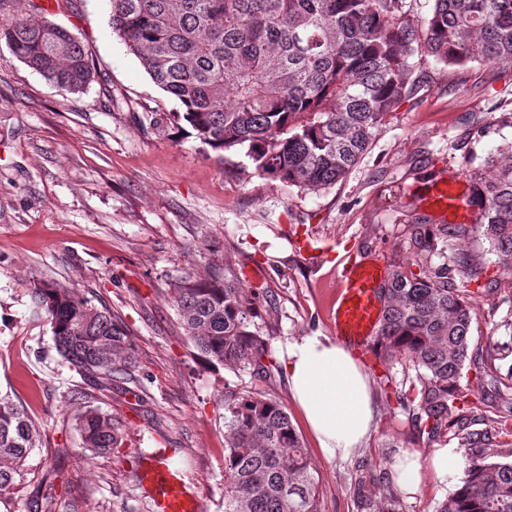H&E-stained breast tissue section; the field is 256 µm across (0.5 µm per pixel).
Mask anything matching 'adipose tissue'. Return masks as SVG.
I'll return each instance as SVG.
<instances>
[{"label":"adipose tissue","mask_w":512,"mask_h":512,"mask_svg":"<svg viewBox=\"0 0 512 512\" xmlns=\"http://www.w3.org/2000/svg\"><path fill=\"white\" fill-rule=\"evenodd\" d=\"M285 373L290 391L320 447L331 457L350 456L367 435L373 409L367 378L349 343L309 336L288 347ZM460 457L445 447L429 460L412 453L399 458V483L417 489L424 471L445 476Z\"/></svg>","instance_id":"obj_1"}]
</instances>
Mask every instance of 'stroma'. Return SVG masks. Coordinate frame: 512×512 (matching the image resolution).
<instances>
[{
  "label": "stroma",
  "instance_id": "35a3bbf8",
  "mask_svg": "<svg viewBox=\"0 0 512 512\" xmlns=\"http://www.w3.org/2000/svg\"><path fill=\"white\" fill-rule=\"evenodd\" d=\"M47 18L88 47L99 79L83 94L52 86L0 41V392L21 403L41 443L0 512H154L140 480L148 457L178 468L202 512H224V390H248L285 406L319 480L321 512H357L359 485L375 505L438 512L464 475L424 473L416 492L388 478L407 452L429 458L458 439H433L414 420L412 365L361 347L375 419L348 459L329 457L286 383L289 343L334 337L328 298L334 252L347 249L387 269L411 267L408 224L456 223L425 201L442 175L490 173L494 145L512 140V67L445 66L412 58L415 86L377 131L367 154L332 188L316 193L251 173L244 150L217 152L153 121L180 111L112 31L109 0H53ZM476 258L482 282L450 275L472 308L470 349L457 407L471 429L512 448V277L501 275L484 238L454 241ZM233 268L258 308L271 375L210 364L185 335L172 302L175 281L206 261ZM67 283L127 326L136 363L127 383L97 405L125 431L106 453L82 446L74 395L86 382L54 348L36 310L34 284Z\"/></svg>",
  "mask_w": 512,
  "mask_h": 512
}]
</instances>
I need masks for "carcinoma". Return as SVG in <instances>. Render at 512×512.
I'll use <instances>...</instances> for the list:
<instances>
[{
  "label": "carcinoma",
  "instance_id": "cac0c4a2",
  "mask_svg": "<svg viewBox=\"0 0 512 512\" xmlns=\"http://www.w3.org/2000/svg\"><path fill=\"white\" fill-rule=\"evenodd\" d=\"M112 31L153 82L184 107L157 125L189 126L215 151L247 147L255 172L303 191L342 181L382 121L411 93V59L426 52L448 66L512 64V0H433L414 22L403 0H110ZM3 20L0 41L49 83L84 92L98 73L84 42L49 21L36 2ZM470 226L408 225L418 271L395 269L381 285L375 341L418 371L417 425L448 429L469 357L471 309L448 277V241L484 237L512 276V166L472 180ZM451 262L483 274L464 253ZM182 328L210 362L270 376L267 339L233 270L174 285ZM56 350L90 383L77 423L92 452L121 445V424L92 405L135 362L129 332L105 307L60 282L32 288ZM469 449L464 477L438 512H512V451L456 419ZM224 512H321L319 482L288 412L262 395L224 388ZM23 406L0 394V493L15 485L35 444Z\"/></svg>",
  "mask_w": 512,
  "mask_h": 512
}]
</instances>
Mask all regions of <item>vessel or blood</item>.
<instances>
[{
  "label": "vessel or blood",
  "mask_w": 512,
  "mask_h": 512,
  "mask_svg": "<svg viewBox=\"0 0 512 512\" xmlns=\"http://www.w3.org/2000/svg\"><path fill=\"white\" fill-rule=\"evenodd\" d=\"M470 194L458 177L442 176L429 187L426 200L444 213L470 210ZM340 275L330 315L336 335L342 339L364 341L376 332L382 302L379 288L387 275L380 261H366L353 254L339 259ZM146 479L153 491L155 512H200L198 499L190 493L178 470L153 460L147 466Z\"/></svg>",
  "instance_id": "b4317fda"
}]
</instances>
